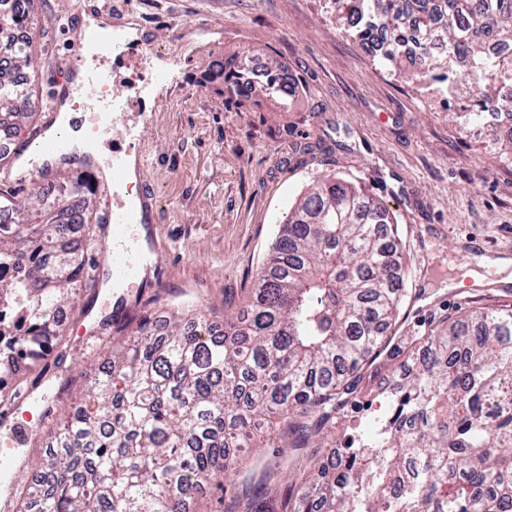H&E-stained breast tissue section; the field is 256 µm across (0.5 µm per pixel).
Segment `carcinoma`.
<instances>
[{
	"instance_id": "obj_1",
	"label": "carcinoma",
	"mask_w": 512,
	"mask_h": 512,
	"mask_svg": "<svg viewBox=\"0 0 512 512\" xmlns=\"http://www.w3.org/2000/svg\"><path fill=\"white\" fill-rule=\"evenodd\" d=\"M34 0H0V64L23 70ZM359 39L388 35L380 64L400 67L414 46L415 78L452 72L475 93L460 128L482 134L512 112V52L489 57L485 43L512 45V0H334ZM262 83L239 81L238 57L224 60V94L286 103L282 65L266 63ZM27 83L0 78V140L24 147L32 115ZM512 165V132L496 137ZM89 175L56 172L24 200L0 189V372L36 358L39 345L18 333L38 324L55 345L59 308L74 286L92 284L82 246H67L70 220L90 238ZM398 219L364 187L327 175L290 208L242 312L218 331L207 314L173 310L164 331L153 312L102 321L112 339L110 371L87 382V396L60 423L24 484L22 512H193L213 489L224 512H512V309L477 307L411 339L401 380L379 388L381 414L365 420L332 457L328 432L359 403L363 374L382 355L405 302ZM274 423L289 449L283 471L261 473L245 455Z\"/></svg>"
}]
</instances>
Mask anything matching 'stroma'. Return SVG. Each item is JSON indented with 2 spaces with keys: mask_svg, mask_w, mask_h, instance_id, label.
<instances>
[{
  "mask_svg": "<svg viewBox=\"0 0 512 512\" xmlns=\"http://www.w3.org/2000/svg\"><path fill=\"white\" fill-rule=\"evenodd\" d=\"M78 0H34L31 85L45 104L66 74ZM115 20L136 19L155 54L119 80L150 87L139 165L159 200V278L127 283L129 309L194 304L223 321L238 311L274 240L276 221L322 175L362 183L398 217L408 249L407 314L378 365L391 374L406 339L468 307L512 305V293L472 289L471 273L512 246V166L488 138L427 104L417 84L364 55L327 0H97ZM281 62L297 94L287 107L236 101L216 73L225 58ZM114 301L93 288L70 314L59 348L22 378L35 393L11 422L48 429L101 366L89 322Z\"/></svg>",
  "mask_w": 512,
  "mask_h": 512,
  "instance_id": "obj_1",
  "label": "stroma"
}]
</instances>
